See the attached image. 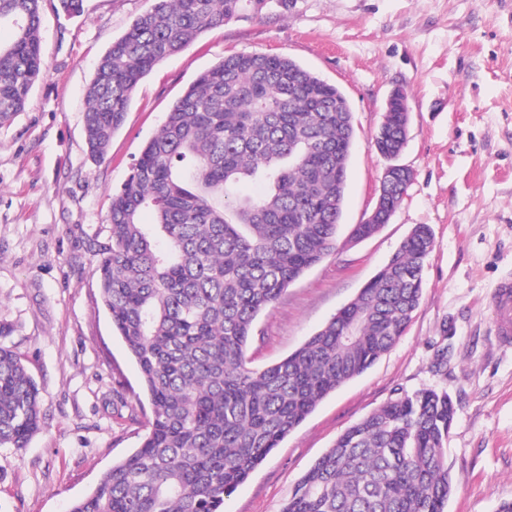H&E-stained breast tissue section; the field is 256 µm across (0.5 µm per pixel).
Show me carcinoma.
Instances as JSON below:
<instances>
[{"mask_svg":"<svg viewBox=\"0 0 512 512\" xmlns=\"http://www.w3.org/2000/svg\"><path fill=\"white\" fill-rule=\"evenodd\" d=\"M271 0H150L105 51L87 91L91 156L103 161L136 87L207 30ZM0 123L24 110L45 74L39 0H0ZM409 115L391 112L376 151L393 164ZM354 138L344 94L294 60L224 57L173 102L112 192L96 253L101 302L138 367L150 418L141 444L112 463L70 512H224L317 404L399 340L420 305L434 237L414 226L360 293L294 352L262 369L247 347L261 312L337 251ZM264 184L260 198L239 194ZM150 209L154 223L140 222ZM0 447L40 430L38 386L2 342ZM446 391H399L347 428L299 479L282 512H445L454 482Z\"/></svg>","mask_w":512,"mask_h":512,"instance_id":"carcinoma-1","label":"carcinoma"}]
</instances>
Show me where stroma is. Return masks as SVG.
Instances as JSON below:
<instances>
[{
	"label": "stroma",
	"instance_id": "35a3bbf8",
	"mask_svg": "<svg viewBox=\"0 0 512 512\" xmlns=\"http://www.w3.org/2000/svg\"><path fill=\"white\" fill-rule=\"evenodd\" d=\"M149 0H41L46 73L23 112L0 124V321L28 360L43 427L28 448L0 447V512H69L137 448L148 407L135 363L102 306L94 253L106 242L113 189L172 102L225 56L288 57L336 86L355 138L336 254L262 312L253 367L287 356L388 263L410 230L434 249L423 298L396 345L340 386L224 499V512H281L298 479L348 427L396 390L447 391L457 408L447 444L455 491L447 512H495L512 500V344L494 333V289L512 276V0H288L210 29L141 80L105 161L84 137L97 60ZM407 92L414 172L400 208L352 243L386 165L372 136L386 100ZM448 341V367L434 353Z\"/></svg>",
	"mask_w": 512,
	"mask_h": 512
}]
</instances>
